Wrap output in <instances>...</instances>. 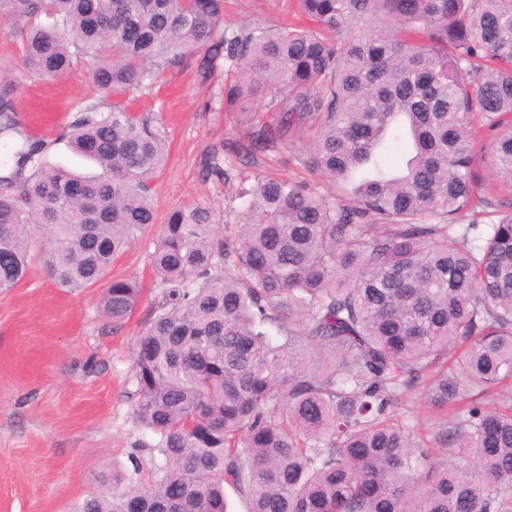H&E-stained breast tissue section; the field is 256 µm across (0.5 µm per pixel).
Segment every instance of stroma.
Listing matches in <instances>:
<instances>
[{"mask_svg":"<svg viewBox=\"0 0 512 512\" xmlns=\"http://www.w3.org/2000/svg\"><path fill=\"white\" fill-rule=\"evenodd\" d=\"M292 7V0H226L225 27L236 33L282 25ZM0 75L15 83L17 120L29 138L44 141V162L91 171L63 136L76 104L93 103L104 112L112 105V97L96 93L90 68L31 77L17 42L0 31ZM232 77L223 58L202 50L127 93L133 112L159 124L169 157L155 183L156 224L113 261L103 282L72 292L36 262L13 288L0 290V512H76L99 492L102 471L116 466L144 481L161 463L158 436L135 419L132 343L160 298L150 254L169 211L208 207L224 236L247 223L248 203L239 193L255 174L335 193L331 182L303 163L314 129L273 150L250 152L246 119L224 109L221 91ZM215 161L223 176L209 174ZM113 279H132L143 289L138 308L121 325L100 312L105 284Z\"/></svg>","mask_w":512,"mask_h":512,"instance_id":"obj_1","label":"stroma"}]
</instances>
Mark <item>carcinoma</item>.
I'll list each match as a JSON object with an SVG mask.
<instances>
[{
	"label": "carcinoma",
	"instance_id": "1",
	"mask_svg": "<svg viewBox=\"0 0 512 512\" xmlns=\"http://www.w3.org/2000/svg\"><path fill=\"white\" fill-rule=\"evenodd\" d=\"M317 26L232 37L224 0H0L28 72L95 62L120 97L191 50L236 69L224 108L274 121L264 152L318 125L305 164L346 201L259 178L252 218L220 237L202 206L171 210L151 252L161 300L133 341L135 417L163 462L142 484L79 512H512V0H297ZM0 81V134L18 133ZM498 135L479 144V127ZM74 152L99 173L46 167L26 139L0 176V288L41 262L79 291L146 226L168 155L162 131L122 102L79 107ZM142 290L101 299L119 324ZM423 391L438 446L404 422Z\"/></svg>",
	"mask_w": 512,
	"mask_h": 512
}]
</instances>
